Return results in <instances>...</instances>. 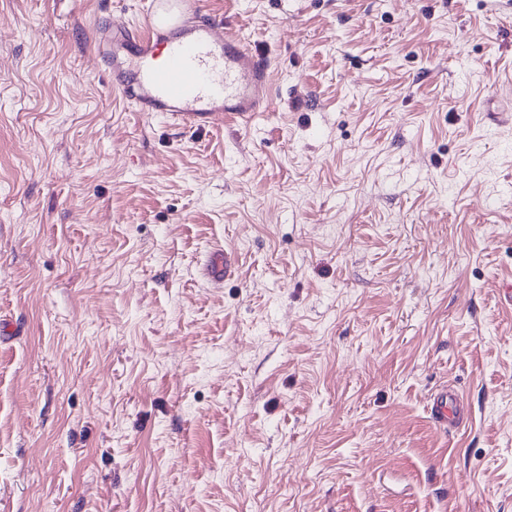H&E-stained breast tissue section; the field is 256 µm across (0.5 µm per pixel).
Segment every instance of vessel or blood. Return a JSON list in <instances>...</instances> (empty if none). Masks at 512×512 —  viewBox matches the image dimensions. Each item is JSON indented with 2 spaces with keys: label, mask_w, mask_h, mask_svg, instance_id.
Returning a JSON list of instances; mask_svg holds the SVG:
<instances>
[{
  "label": "vessel or blood",
  "mask_w": 512,
  "mask_h": 512,
  "mask_svg": "<svg viewBox=\"0 0 512 512\" xmlns=\"http://www.w3.org/2000/svg\"><path fill=\"white\" fill-rule=\"evenodd\" d=\"M197 0H147L137 25L100 28L96 49L115 89L140 112H162L199 127L244 124L270 98L266 59L241 39H229L209 18L197 22ZM228 250L212 252L205 276L216 286L233 273ZM434 420L448 429L464 421V408L446 390L433 402Z\"/></svg>",
  "instance_id": "obj_1"
}]
</instances>
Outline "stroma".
Masks as SVG:
<instances>
[{
	"label": "stroma",
	"mask_w": 512,
	"mask_h": 512,
	"mask_svg": "<svg viewBox=\"0 0 512 512\" xmlns=\"http://www.w3.org/2000/svg\"><path fill=\"white\" fill-rule=\"evenodd\" d=\"M144 2L0 0V512H512V0H199L271 79L204 129ZM198 12L196 0H149L138 25L100 28L97 52L112 87L139 112L189 127L246 124L267 107L268 63L219 33L215 19L194 21ZM233 265L231 252L226 249L214 251L208 256L204 265L205 276L211 284L223 285L224 280L232 275ZM434 420L448 431L458 428L464 421L465 411L457 395L446 389L434 399L431 407Z\"/></svg>",
	"instance_id": "obj_1"
}]
</instances>
